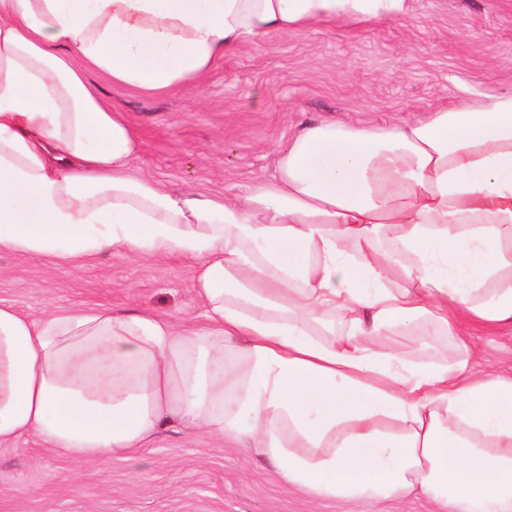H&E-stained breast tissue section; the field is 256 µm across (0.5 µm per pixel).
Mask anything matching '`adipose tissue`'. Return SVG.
Returning a JSON list of instances; mask_svg holds the SVG:
<instances>
[{"label":"adipose tissue","instance_id":"adipose-tissue-1","mask_svg":"<svg viewBox=\"0 0 512 512\" xmlns=\"http://www.w3.org/2000/svg\"><path fill=\"white\" fill-rule=\"evenodd\" d=\"M407 0H0V254L177 255L204 324L0 304V445L136 459L172 419L257 449L314 500L512 512V374L460 325L512 328V92L402 125L303 126L243 194L135 174L90 83L199 87L225 55ZM384 336L405 349L382 350ZM444 336L455 354L412 360ZM436 506L425 498H396L389 501L384 512H435Z\"/></svg>","mask_w":512,"mask_h":512}]
</instances>
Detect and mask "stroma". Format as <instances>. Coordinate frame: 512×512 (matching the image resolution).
<instances>
[{
	"label": "stroma",
	"mask_w": 512,
	"mask_h": 512,
	"mask_svg": "<svg viewBox=\"0 0 512 512\" xmlns=\"http://www.w3.org/2000/svg\"><path fill=\"white\" fill-rule=\"evenodd\" d=\"M409 15L318 24L218 61L201 88L148 95L92 82L134 127L136 171L167 189L234 196L275 172L305 124L402 123L482 92H512V0H408ZM180 256L0 254V304L199 315ZM480 367L512 372V333L465 325ZM0 512H336L281 483L261 454L173 423L137 462L78 464L25 436L0 446Z\"/></svg>",
	"instance_id": "35a3bbf8"
}]
</instances>
